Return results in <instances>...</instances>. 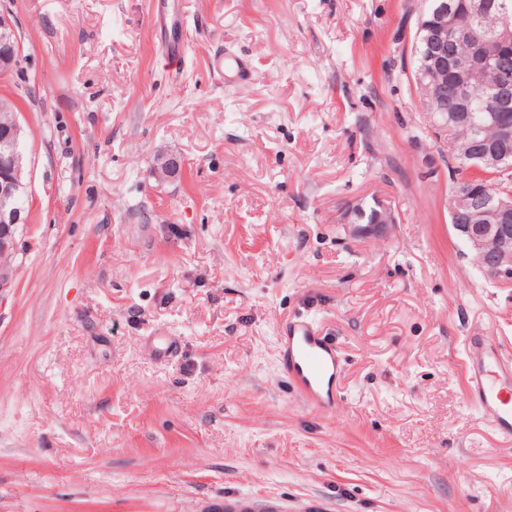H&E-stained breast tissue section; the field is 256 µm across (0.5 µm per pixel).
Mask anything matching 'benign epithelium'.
Wrapping results in <instances>:
<instances>
[{"label":"benign epithelium","mask_w":512,"mask_h":512,"mask_svg":"<svg viewBox=\"0 0 512 512\" xmlns=\"http://www.w3.org/2000/svg\"><path fill=\"white\" fill-rule=\"evenodd\" d=\"M437 20L432 24L418 23L413 44V56H418L419 47L426 49V62L430 78L453 67L465 73L468 62L448 59L446 45L448 33L455 30L457 18L448 3H442L435 11ZM478 63L485 69L496 73V108L506 111L512 106V81L499 74L498 56L485 50L479 52ZM465 158L474 161L471 169H501L506 157L495 149L479 148L471 143L464 150ZM23 167V155L17 150L0 152V289L10 286L14 277V265L3 261L6 256L14 257V231L17 225L24 224L27 218L22 216L14 201L26 194V185L19 178ZM183 167V161L177 156L164 159L157 167L158 175L171 178ZM449 219L452 229L471 250L475 260L486 274L493 278L512 280V195L482 200L470 209H461L449 202ZM364 208L360 204L350 206L346 211L345 223L354 226L356 233L368 237H387L397 223L392 209L383 201L374 200L373 215L369 223H362Z\"/></svg>","instance_id":"obj_1"}]
</instances>
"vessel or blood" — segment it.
Here are the masks:
<instances>
[{"mask_svg": "<svg viewBox=\"0 0 512 512\" xmlns=\"http://www.w3.org/2000/svg\"><path fill=\"white\" fill-rule=\"evenodd\" d=\"M283 372L310 408L336 415L344 407L336 383L341 360L332 337L323 335L310 319L286 324L279 338ZM470 398L495 425L512 438V355L489 342H471L465 352Z\"/></svg>", "mask_w": 512, "mask_h": 512, "instance_id": "1", "label": "vessel or blood"}]
</instances>
